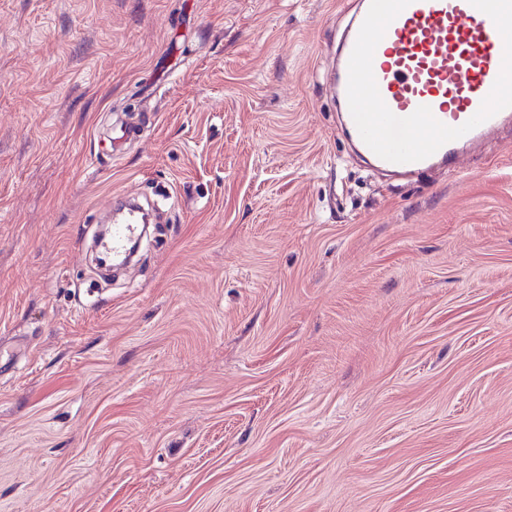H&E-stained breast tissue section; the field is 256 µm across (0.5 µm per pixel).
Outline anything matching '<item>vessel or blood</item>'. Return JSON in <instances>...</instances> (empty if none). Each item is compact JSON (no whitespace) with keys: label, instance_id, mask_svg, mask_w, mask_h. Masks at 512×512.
<instances>
[{"label":"vessel or blood","instance_id":"vessel-or-blood-1","mask_svg":"<svg viewBox=\"0 0 512 512\" xmlns=\"http://www.w3.org/2000/svg\"><path fill=\"white\" fill-rule=\"evenodd\" d=\"M342 34L333 86L340 128L397 174L456 167L463 148L512 122V54L502 27L512 0H358ZM139 215L102 243L125 251Z\"/></svg>","mask_w":512,"mask_h":512}]
</instances>
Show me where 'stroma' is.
I'll use <instances>...</instances> for the list:
<instances>
[{
    "instance_id": "obj_1",
    "label": "stroma",
    "mask_w": 512,
    "mask_h": 512,
    "mask_svg": "<svg viewBox=\"0 0 512 512\" xmlns=\"http://www.w3.org/2000/svg\"><path fill=\"white\" fill-rule=\"evenodd\" d=\"M355 6L0 0V512H512V124L366 170ZM139 215L137 211L127 209L124 223L112 225V236L102 242L105 252L115 255L123 253L128 244L138 237Z\"/></svg>"
}]
</instances>
